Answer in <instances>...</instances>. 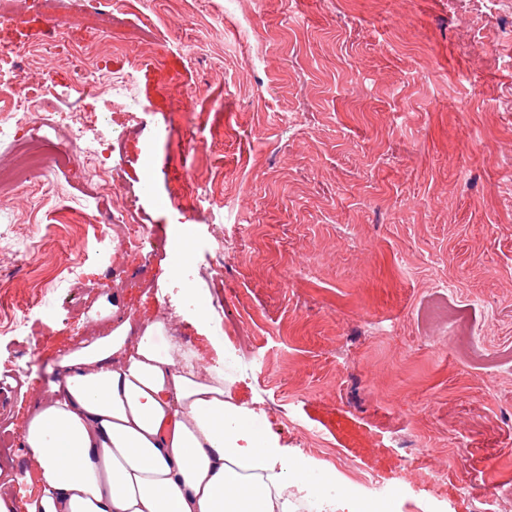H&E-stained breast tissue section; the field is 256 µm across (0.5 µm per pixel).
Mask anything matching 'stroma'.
<instances>
[{
	"instance_id": "stroma-1",
	"label": "stroma",
	"mask_w": 512,
	"mask_h": 512,
	"mask_svg": "<svg viewBox=\"0 0 512 512\" xmlns=\"http://www.w3.org/2000/svg\"><path fill=\"white\" fill-rule=\"evenodd\" d=\"M123 14L98 63L130 75L143 109L112 112L127 130L115 158L122 194L179 247L101 253L76 237L85 169L63 158L50 181L0 200L2 318L41 324L0 335V417L21 438L59 361L94 332L86 315L112 289L123 313L173 315L182 341L212 361L246 337L285 351L267 375L231 372L230 396L264 412L288 456L322 464L307 433L412 500L475 512L470 480L512 459V0H112ZM149 44H125L142 13ZM50 22L39 0L0 24V44L29 45ZM89 35L54 41L52 78L68 92ZM199 45L188 54L186 43ZM221 103L215 129L176 108L174 85ZM155 134L153 166L143 142ZM210 182L198 211L155 209L140 192L185 191L187 168ZM224 278L197 280L206 305L183 310L178 249ZM33 246L18 265L15 251ZM81 263L74 297L43 289ZM222 299V313L209 304ZM417 441L413 456L404 440Z\"/></svg>"
}]
</instances>
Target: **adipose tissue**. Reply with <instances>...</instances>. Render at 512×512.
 Instances as JSON below:
<instances>
[{
    "instance_id": "obj_1",
    "label": "adipose tissue",
    "mask_w": 512,
    "mask_h": 512,
    "mask_svg": "<svg viewBox=\"0 0 512 512\" xmlns=\"http://www.w3.org/2000/svg\"><path fill=\"white\" fill-rule=\"evenodd\" d=\"M91 317L113 325L62 356L59 382L28 411L37 493L25 512H299L303 493L335 482L284 455L172 317L108 301Z\"/></svg>"
}]
</instances>
